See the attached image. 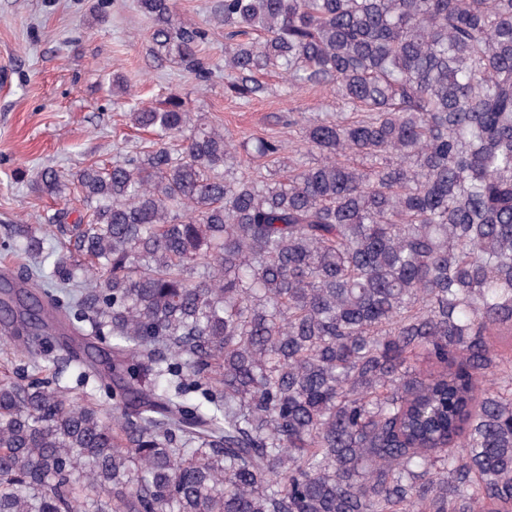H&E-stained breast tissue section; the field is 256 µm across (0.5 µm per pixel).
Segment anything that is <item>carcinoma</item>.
Here are the masks:
<instances>
[{"label": "carcinoma", "mask_w": 512, "mask_h": 512, "mask_svg": "<svg viewBox=\"0 0 512 512\" xmlns=\"http://www.w3.org/2000/svg\"><path fill=\"white\" fill-rule=\"evenodd\" d=\"M207 83V33L139 0ZM226 88H329L317 162L264 175L171 95L155 139L15 224L0 334V512H512V0H218ZM423 359L427 373L416 368ZM112 397L65 394L70 365Z\"/></svg>", "instance_id": "1"}]
</instances>
